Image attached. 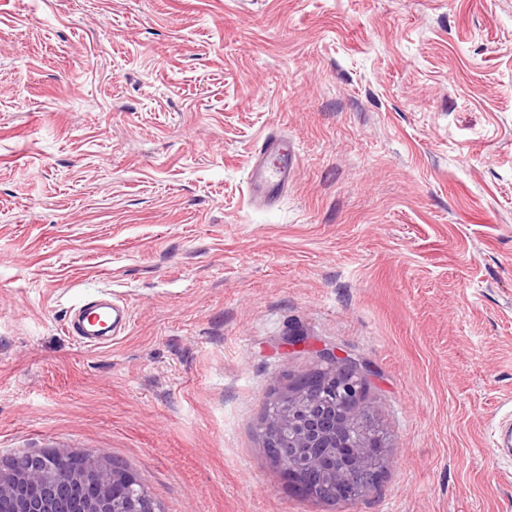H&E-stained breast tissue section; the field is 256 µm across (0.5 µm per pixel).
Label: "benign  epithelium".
<instances>
[{
  "label": "benign epithelium",
  "mask_w": 512,
  "mask_h": 512,
  "mask_svg": "<svg viewBox=\"0 0 512 512\" xmlns=\"http://www.w3.org/2000/svg\"><path fill=\"white\" fill-rule=\"evenodd\" d=\"M324 365L320 374L322 389L296 384L275 406L274 419L266 428L267 445L278 442L272 436L276 427L291 426L293 448H310L312 453L292 459L278 455V465L293 478L305 472L336 465V435L346 424L355 425L371 412L363 396L367 368L360 360L342 356L337 348L325 345L318 351ZM65 466L58 476L37 464L38 456L0 462V503L10 512H158L154 500L136 488L137 480L117 467L105 455L75 456L57 453ZM346 495L355 499L368 487L364 482L339 473Z\"/></svg>",
  "instance_id": "1"
}]
</instances>
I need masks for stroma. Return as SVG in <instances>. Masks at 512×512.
<instances>
[{
	"label": "stroma",
	"mask_w": 512,
	"mask_h": 512,
	"mask_svg": "<svg viewBox=\"0 0 512 512\" xmlns=\"http://www.w3.org/2000/svg\"><path fill=\"white\" fill-rule=\"evenodd\" d=\"M101 292L131 322L88 349ZM324 343L374 371L349 502L265 450ZM507 411L512 0H0V460L104 453L161 512H512ZM258 150L261 162L251 171L249 188L253 202L262 206L288 185L296 158L288 142L276 136L266 138ZM70 315L66 323L69 336H76L85 347H98L104 336L115 335L114 307L108 300L88 304ZM377 470L373 469H365L362 472L361 480L371 482L376 480ZM339 478L344 482L346 488V495L350 496L351 499L358 498L362 496L369 488L365 486L364 482L356 480L354 477L345 475L344 473H339Z\"/></svg>",
	"instance_id": "1"
}]
</instances>
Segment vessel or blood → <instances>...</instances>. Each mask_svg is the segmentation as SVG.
<instances>
[{
    "label": "vessel or blood",
    "instance_id": "obj_1",
    "mask_svg": "<svg viewBox=\"0 0 512 512\" xmlns=\"http://www.w3.org/2000/svg\"><path fill=\"white\" fill-rule=\"evenodd\" d=\"M258 155L260 162L251 171L249 188L253 202L261 206L271 197L280 195L287 186L296 158L287 141L275 136L262 142ZM113 312L114 307L107 300L88 304L70 315L66 332L77 337L83 346H100L103 337L115 332Z\"/></svg>",
    "mask_w": 512,
    "mask_h": 512
}]
</instances>
